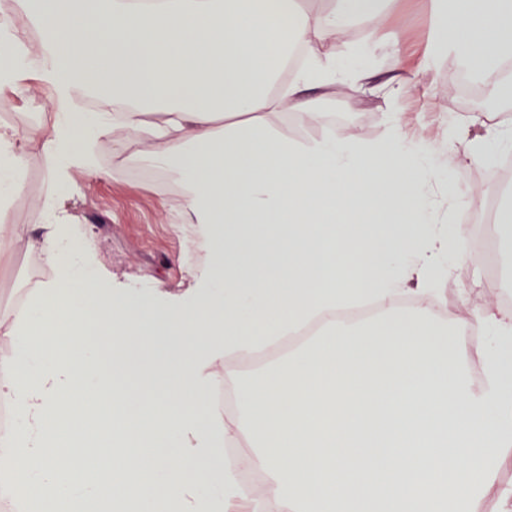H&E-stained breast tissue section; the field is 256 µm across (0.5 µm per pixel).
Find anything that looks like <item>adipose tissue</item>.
Wrapping results in <instances>:
<instances>
[{
    "instance_id": "ef3b65f1",
    "label": "adipose tissue",
    "mask_w": 512,
    "mask_h": 512,
    "mask_svg": "<svg viewBox=\"0 0 512 512\" xmlns=\"http://www.w3.org/2000/svg\"><path fill=\"white\" fill-rule=\"evenodd\" d=\"M0 0V86L36 60L50 132L0 126V195L40 139L51 191L28 245L51 268L26 309L0 317V490L43 492L45 512H512L499 465L512 455V311L465 308L473 329L436 322L431 287L469 252L465 225L440 228L429 197L442 152L496 163L512 131L452 123L443 148L400 120L366 142L331 135L305 148L274 116L317 118L309 89H360L365 71L322 53L353 21L384 41L391 0ZM23 12L25 26L9 15ZM433 42L512 99V0H438ZM100 91L111 110L84 108ZM138 145L181 184L186 240L209 260L183 294L145 293L102 268L90 229L61 200L87 173L108 177L102 144ZM381 315L337 320L352 296ZM428 296L411 313L408 295ZM320 315L322 332L238 386L230 417L202 403L228 356L248 357L283 327ZM166 358H159V350ZM247 435L245 456L213 463ZM221 459V458H220ZM267 477L264 493L243 479Z\"/></svg>"
}]
</instances>
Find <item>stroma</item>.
I'll list each match as a JSON object with an SVG mask.
<instances>
[{"mask_svg":"<svg viewBox=\"0 0 512 512\" xmlns=\"http://www.w3.org/2000/svg\"><path fill=\"white\" fill-rule=\"evenodd\" d=\"M434 23L433 0H394L383 26L386 35L397 36L398 42L371 55L363 92L355 96L346 87L313 89L319 105H332V112L315 120L281 116L275 121L278 132L301 144L332 132L377 141L388 134L396 111L406 129L432 143L444 138L452 118L464 122L477 114L486 122L512 128L511 105L488 95L485 83L463 69L454 56L433 55ZM429 54L434 57L430 69L420 70L421 60ZM46 99L36 67H29L18 87L0 88V123L23 128L36 124L40 113L51 110ZM34 100L42 101L41 112L27 111V103ZM101 155L102 166L113 171V178L79 176L80 189L66 199L67 209L91 228L100 246V262L116 277L129 274L146 288L180 292L187 266L203 264L204 255L186 253L184 240L174 229L179 222V183L171 177L161 183L142 178L128 153L113 152L111 145H103ZM27 169L30 179L11 207L16 223L33 236L39 231L34 212L47 190L39 144L29 148ZM461 169L463 206L449 205L444 185L432 190L448 222H465L469 230L470 256L436 283L443 313L454 317L463 313L460 295L465 291L475 306L512 300V290L503 285L504 280H512V253L499 247L491 222L494 212L512 206V173L498 164L470 160ZM49 276L39 255L25 240H17L10 259L0 262V316L15 313L19 300L27 299Z\"/></svg>","mask_w":512,"mask_h":512,"instance_id":"stroma-1","label":"stroma"}]
</instances>
